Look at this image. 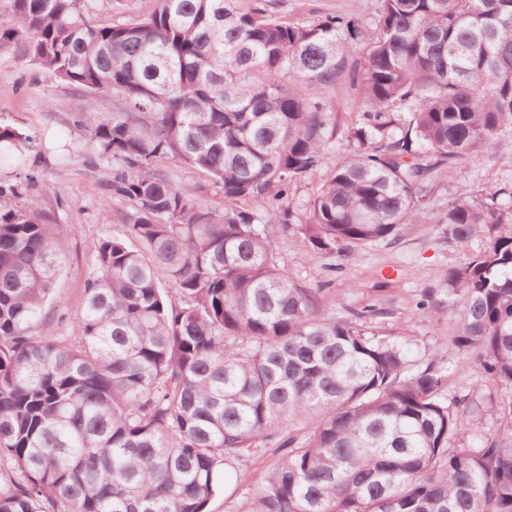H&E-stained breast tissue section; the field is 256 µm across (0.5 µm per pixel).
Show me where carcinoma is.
Here are the masks:
<instances>
[{
	"instance_id": "obj_1",
	"label": "carcinoma",
	"mask_w": 512,
	"mask_h": 512,
	"mask_svg": "<svg viewBox=\"0 0 512 512\" xmlns=\"http://www.w3.org/2000/svg\"><path fill=\"white\" fill-rule=\"evenodd\" d=\"M5 50L87 93L77 123L121 164L112 190L132 211L58 340L42 334L68 267L57 225L0 187V512H207L220 468L266 447L280 457L244 512H512V184L436 220L450 246L484 240L444 281L454 346L506 390L491 435L470 434L474 397L442 398L453 361L414 372L390 335L317 313L274 249L396 236L424 218L432 173L459 176L512 128V0H379L366 33L263 0H161L121 26L91 0H0ZM330 88L370 110L301 213L288 188L336 131ZM34 148L0 122V160L24 169ZM162 160L206 174L224 208L156 174Z\"/></svg>"
}]
</instances>
